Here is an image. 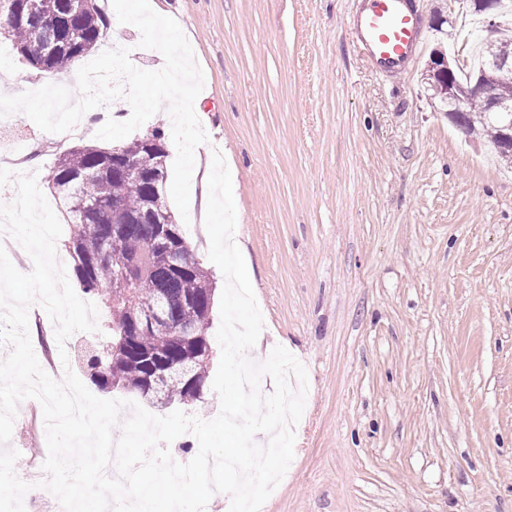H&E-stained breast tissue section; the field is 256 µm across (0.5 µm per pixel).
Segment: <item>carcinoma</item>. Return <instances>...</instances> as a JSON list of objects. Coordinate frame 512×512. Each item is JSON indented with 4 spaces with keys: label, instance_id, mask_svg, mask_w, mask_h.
Listing matches in <instances>:
<instances>
[{
    "label": "carcinoma",
    "instance_id": "1",
    "mask_svg": "<svg viewBox=\"0 0 512 512\" xmlns=\"http://www.w3.org/2000/svg\"><path fill=\"white\" fill-rule=\"evenodd\" d=\"M25 2L0 0V24L11 23L10 40L17 52L47 50L41 60L44 72L64 74L82 63L107 27L98 7L77 14L70 18L65 42L53 48L54 35L27 17ZM68 2L38 0L39 13L43 17L63 15ZM491 52L512 59V40L498 36L486 40L479 63ZM480 109V100L471 99L467 112L457 116L456 125L466 133L481 130L494 142L498 123L493 118L479 119ZM151 135L154 145L133 140L125 155L122 144L73 147L59 155L46 180L72 226L66 251L73 275L84 291L101 297L111 314L110 341L87 360L90 380L104 391L113 390L116 381L153 405V379L162 365L210 345L207 325L213 291L165 200L164 133L154 129ZM135 259L144 265V277L132 286L129 296L112 297L121 265ZM158 296L167 300L176 321L196 327L195 339L171 327L134 323L135 310ZM207 367L208 362L200 361L189 375L168 379L169 400L174 404L199 400Z\"/></svg>",
    "mask_w": 512,
    "mask_h": 512
}]
</instances>
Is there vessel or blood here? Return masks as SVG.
<instances>
[{
    "instance_id": "1",
    "label": "vessel or blood",
    "mask_w": 512,
    "mask_h": 512,
    "mask_svg": "<svg viewBox=\"0 0 512 512\" xmlns=\"http://www.w3.org/2000/svg\"><path fill=\"white\" fill-rule=\"evenodd\" d=\"M350 24L371 63L386 74L403 73L420 53L421 31L407 0H366Z\"/></svg>"
}]
</instances>
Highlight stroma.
I'll return each mask as SVG.
<instances>
[{"label":"stroma","instance_id":"stroma-1","mask_svg":"<svg viewBox=\"0 0 512 512\" xmlns=\"http://www.w3.org/2000/svg\"><path fill=\"white\" fill-rule=\"evenodd\" d=\"M95 53L125 43L164 58L99 0ZM180 25L204 73L196 114L231 171L233 236L264 319L249 356L283 346L307 369L293 461L266 512H512V164L453 126L431 98L433 49L466 54L469 0H414L422 50L397 77L355 46L360 0H151ZM446 24L434 28L437 16ZM0 91L71 76L32 68L0 37ZM86 133L0 118V158L34 151L39 189ZM183 233L215 290L200 205ZM42 408L17 409L11 448L31 472Z\"/></svg>","mask_w":512,"mask_h":512}]
</instances>
